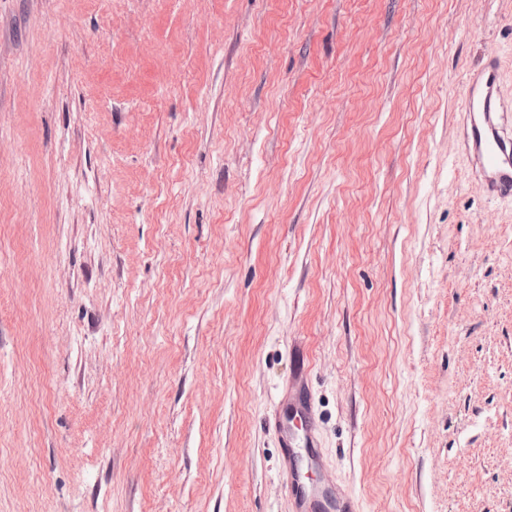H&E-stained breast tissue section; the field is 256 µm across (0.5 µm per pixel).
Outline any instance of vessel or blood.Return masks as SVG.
Masks as SVG:
<instances>
[{"label":"vessel or blood","mask_w":512,"mask_h":512,"mask_svg":"<svg viewBox=\"0 0 512 512\" xmlns=\"http://www.w3.org/2000/svg\"><path fill=\"white\" fill-rule=\"evenodd\" d=\"M462 143L473 174L492 196H512V101L500 93L499 62L489 57L469 78L461 114ZM283 459L279 470L293 512H357L351 497L336 496L320 473L316 424L305 395H298L269 421Z\"/></svg>","instance_id":"obj_1"}]
</instances>
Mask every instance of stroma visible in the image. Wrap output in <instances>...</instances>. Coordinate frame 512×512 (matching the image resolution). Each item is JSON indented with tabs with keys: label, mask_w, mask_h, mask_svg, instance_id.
<instances>
[{
	"label": "stroma",
	"mask_w": 512,
	"mask_h": 512,
	"mask_svg": "<svg viewBox=\"0 0 512 512\" xmlns=\"http://www.w3.org/2000/svg\"><path fill=\"white\" fill-rule=\"evenodd\" d=\"M512 0H0V512H512ZM468 83L461 138L473 174L490 196H512V101L500 93L498 59L489 57ZM269 425L282 444L283 459L278 476L288 492L293 512L357 511L355 501L348 496H336L321 473L315 419L304 392L300 391L276 412ZM299 455L308 472L318 475L312 485L298 463Z\"/></svg>",
	"instance_id": "stroma-1"
}]
</instances>
